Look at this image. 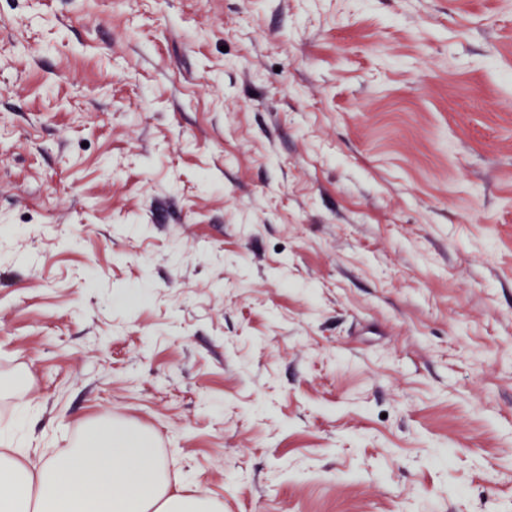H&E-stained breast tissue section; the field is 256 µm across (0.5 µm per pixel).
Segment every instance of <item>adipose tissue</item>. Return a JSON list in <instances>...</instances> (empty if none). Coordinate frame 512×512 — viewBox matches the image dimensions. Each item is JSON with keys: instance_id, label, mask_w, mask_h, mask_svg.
I'll list each match as a JSON object with an SVG mask.
<instances>
[{"instance_id": "obj_1", "label": "adipose tissue", "mask_w": 512, "mask_h": 512, "mask_svg": "<svg viewBox=\"0 0 512 512\" xmlns=\"http://www.w3.org/2000/svg\"><path fill=\"white\" fill-rule=\"evenodd\" d=\"M0 512H222V506L171 491L152 434L102 423L32 468L1 453Z\"/></svg>"}]
</instances>
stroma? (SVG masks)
I'll return each mask as SVG.
<instances>
[{"label":"stroma","mask_w":512,"mask_h":512,"mask_svg":"<svg viewBox=\"0 0 512 512\" xmlns=\"http://www.w3.org/2000/svg\"><path fill=\"white\" fill-rule=\"evenodd\" d=\"M104 418L223 512H512V0H0V443Z\"/></svg>","instance_id":"stroma-1"}]
</instances>
